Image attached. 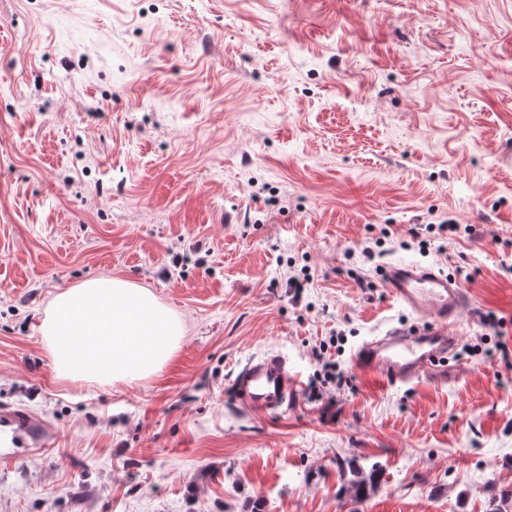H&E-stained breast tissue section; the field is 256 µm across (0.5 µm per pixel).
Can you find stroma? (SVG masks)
Masks as SVG:
<instances>
[{
    "label": "stroma",
    "mask_w": 512,
    "mask_h": 512,
    "mask_svg": "<svg viewBox=\"0 0 512 512\" xmlns=\"http://www.w3.org/2000/svg\"><path fill=\"white\" fill-rule=\"evenodd\" d=\"M399 260L468 302L382 388L351 353L416 324ZM101 275L185 326L146 378L53 367L43 319ZM267 349L299 389L258 416L229 378ZM2 407L52 435L0 438V512H512V0H0Z\"/></svg>",
    "instance_id": "obj_1"
}]
</instances>
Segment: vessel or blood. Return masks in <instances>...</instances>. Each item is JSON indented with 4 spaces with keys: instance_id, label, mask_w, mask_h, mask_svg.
Returning a JSON list of instances; mask_svg holds the SVG:
<instances>
[{
    "instance_id": "obj_1",
    "label": "vessel or blood",
    "mask_w": 512,
    "mask_h": 512,
    "mask_svg": "<svg viewBox=\"0 0 512 512\" xmlns=\"http://www.w3.org/2000/svg\"><path fill=\"white\" fill-rule=\"evenodd\" d=\"M383 282L391 298L418 316L422 327L392 328L362 341L351 362L360 373L386 386L407 384L429 372L435 359L454 345L452 326L467 302L459 284L448 276L417 264L385 266ZM234 400L248 410L273 413L286 409L297 392V378L280 354L253 357L229 382ZM0 430L43 446L50 430L26 411L0 410Z\"/></svg>"
}]
</instances>
